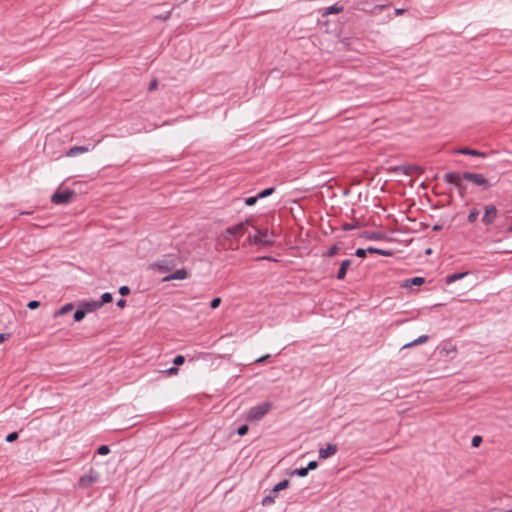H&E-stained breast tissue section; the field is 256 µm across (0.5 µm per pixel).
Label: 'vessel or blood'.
Instances as JSON below:
<instances>
[{"label":"vessel or blood","instance_id":"obj_1","mask_svg":"<svg viewBox=\"0 0 512 512\" xmlns=\"http://www.w3.org/2000/svg\"><path fill=\"white\" fill-rule=\"evenodd\" d=\"M476 185L463 168L433 165L412 153L346 163L312 176L260 211L234 214V228L212 251L244 256L264 245L282 251L339 237L355 225L391 239L419 241L430 226L449 224Z\"/></svg>","mask_w":512,"mask_h":512}]
</instances>
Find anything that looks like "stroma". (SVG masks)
I'll return each mask as SVG.
<instances>
[{
  "mask_svg": "<svg viewBox=\"0 0 512 512\" xmlns=\"http://www.w3.org/2000/svg\"><path fill=\"white\" fill-rule=\"evenodd\" d=\"M453 223L207 244L344 162ZM512 0H0V512H512Z\"/></svg>",
  "mask_w": 512,
  "mask_h": 512,
  "instance_id": "35a3bbf8",
  "label": "stroma"
}]
</instances>
